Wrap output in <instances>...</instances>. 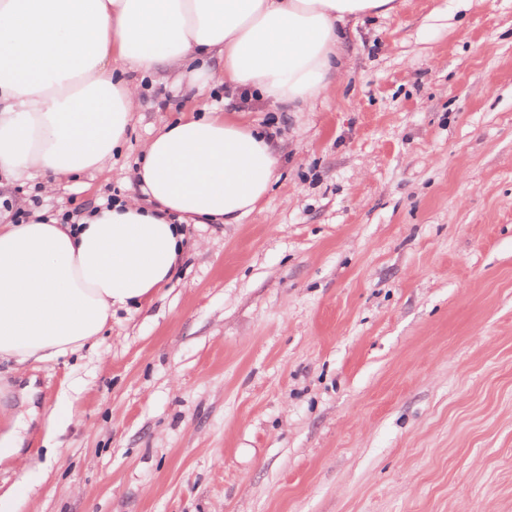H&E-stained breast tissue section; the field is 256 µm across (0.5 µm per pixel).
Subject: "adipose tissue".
<instances>
[{"instance_id": "1", "label": "adipose tissue", "mask_w": 512, "mask_h": 512, "mask_svg": "<svg viewBox=\"0 0 512 512\" xmlns=\"http://www.w3.org/2000/svg\"><path fill=\"white\" fill-rule=\"evenodd\" d=\"M394 0H0V171L14 181L103 171L123 144L142 75L217 60L223 82L299 111L339 76L342 29ZM271 142L189 111L144 148L143 194L84 217L0 225V359L84 349L113 309L172 279L184 227L236 224L277 178Z\"/></svg>"}]
</instances>
